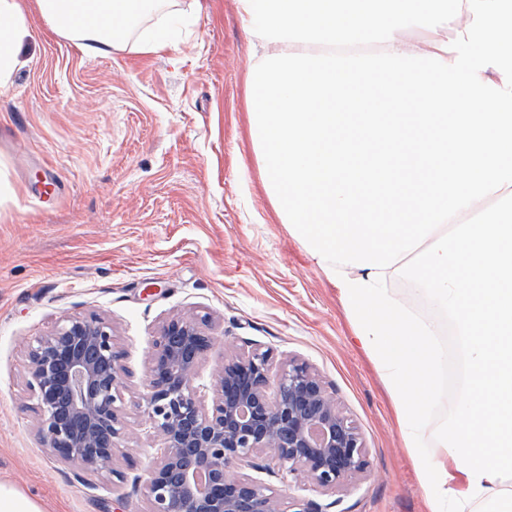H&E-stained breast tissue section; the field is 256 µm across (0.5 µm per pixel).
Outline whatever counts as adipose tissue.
Segmentation results:
<instances>
[{
  "mask_svg": "<svg viewBox=\"0 0 512 512\" xmlns=\"http://www.w3.org/2000/svg\"><path fill=\"white\" fill-rule=\"evenodd\" d=\"M170 0H36L40 15L53 29L75 42L88 56H106L125 44L150 15ZM30 28L20 0H0V92L6 90L19 63V49Z\"/></svg>",
  "mask_w": 512,
  "mask_h": 512,
  "instance_id": "obj_1",
  "label": "adipose tissue"
}]
</instances>
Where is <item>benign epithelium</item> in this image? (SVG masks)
I'll list each match as a JSON object with an SVG mask.
<instances>
[{"label": "benign epithelium", "instance_id": "1", "mask_svg": "<svg viewBox=\"0 0 512 512\" xmlns=\"http://www.w3.org/2000/svg\"><path fill=\"white\" fill-rule=\"evenodd\" d=\"M207 318L175 316L152 341L142 399L158 456L142 476L148 512H329L340 499L282 497L232 470L278 469L296 485L345 495L369 467L354 421L306 363L272 372L258 348L224 358L211 388L195 384L213 348ZM122 353L97 314L64 320L28 351L41 446L83 471L114 473L125 435Z\"/></svg>", "mask_w": 512, "mask_h": 512}]
</instances>
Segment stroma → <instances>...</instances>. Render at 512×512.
Instances as JSON below:
<instances>
[{"label":"stroma","mask_w":512,"mask_h":512,"mask_svg":"<svg viewBox=\"0 0 512 512\" xmlns=\"http://www.w3.org/2000/svg\"><path fill=\"white\" fill-rule=\"evenodd\" d=\"M31 36L0 94V479L44 512H147L156 458L141 399L151 344L176 315L208 317L210 384L238 351L309 364L359 427L369 472L331 512H427L391 401L335 284L283 224L253 144L255 43L236 0H175L142 31L174 49L82 54L22 0ZM112 325L126 427L114 474L41 448L28 345L75 315Z\"/></svg>","instance_id":"1"}]
</instances>
